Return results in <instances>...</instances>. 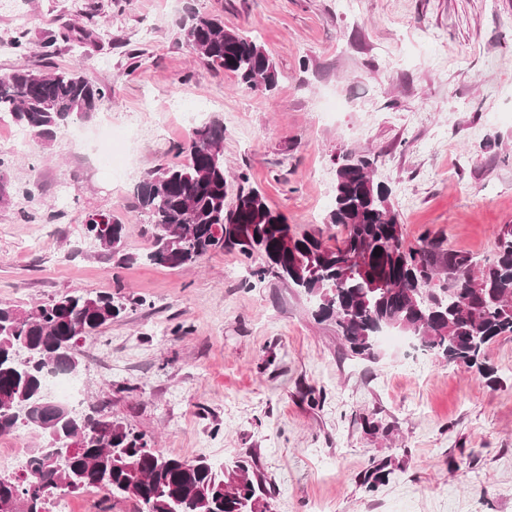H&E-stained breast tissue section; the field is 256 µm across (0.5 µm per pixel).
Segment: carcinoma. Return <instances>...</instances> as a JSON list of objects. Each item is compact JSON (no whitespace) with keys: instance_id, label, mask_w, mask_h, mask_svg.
<instances>
[{"instance_id":"cac0c4a2","label":"carcinoma","mask_w":512,"mask_h":512,"mask_svg":"<svg viewBox=\"0 0 512 512\" xmlns=\"http://www.w3.org/2000/svg\"><path fill=\"white\" fill-rule=\"evenodd\" d=\"M181 31L189 53L232 73L240 87L276 86L272 57L221 19L190 11ZM108 99L83 58L53 72L20 66L0 74V115L44 142ZM178 151L188 163L150 171L136 187L154 230L150 262L193 266L213 251L235 249L254 264L259 281L284 273L282 281L313 300L314 317L334 321L345 346L365 358L375 357L379 336L397 331L450 364L473 367L493 339L512 335V224L499 228L494 257L483 265L445 248L441 235L427 232L408 245L391 189L375 179L377 155L350 149L336 158L328 221L343 235L331 244L289 224L256 188L239 189L227 205L220 121L193 127ZM102 219L87 221L86 232L118 254L126 225ZM377 247L382 253L375 256ZM125 311L110 293L78 289L29 311L0 304V436L33 430L52 449L75 443L55 463L33 448L27 469L0 474V512H46L49 501L86 487L105 491L108 499H132L138 512H268L267 481L246 461L216 467L204 457L166 455L151 437L121 423L45 403L47 374L77 372L80 342ZM386 467L382 461L366 472L368 490L385 481Z\"/></svg>"}]
</instances>
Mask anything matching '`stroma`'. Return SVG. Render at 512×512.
<instances>
[{
  "label": "stroma",
  "instance_id": "35a3bbf8",
  "mask_svg": "<svg viewBox=\"0 0 512 512\" xmlns=\"http://www.w3.org/2000/svg\"><path fill=\"white\" fill-rule=\"evenodd\" d=\"M262 45L276 87L238 88L189 55L187 11ZM28 17L26 56L45 72L105 59L111 102L11 153L0 130V304L28 310L74 289L142 299L82 342L83 414L214 463L257 456L271 512H512V336L484 350L492 379L382 336L349 353L332 322L237 250L193 267L145 261L134 188L175 163L183 112L224 124V160L289 223L327 224L334 159L370 148L407 244L427 231L485 261L512 224V0H0V43ZM108 39H101V31ZM53 41L51 54L41 46ZM130 227L125 260L95 248L90 215ZM391 473L370 492L372 462Z\"/></svg>",
  "mask_w": 512,
  "mask_h": 512
}]
</instances>
